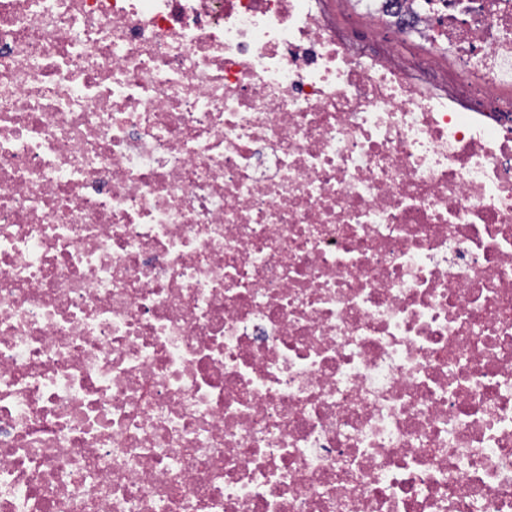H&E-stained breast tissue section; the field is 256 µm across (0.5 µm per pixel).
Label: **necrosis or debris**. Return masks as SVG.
<instances>
[{
    "label": "necrosis or debris",
    "instance_id": "obj_1",
    "mask_svg": "<svg viewBox=\"0 0 512 512\" xmlns=\"http://www.w3.org/2000/svg\"><path fill=\"white\" fill-rule=\"evenodd\" d=\"M0 0V512H512V0ZM337 2V0L328 1L327 7L341 26L369 35H375L381 28L382 21L378 17L370 14L347 16Z\"/></svg>",
    "mask_w": 512,
    "mask_h": 512
}]
</instances>
